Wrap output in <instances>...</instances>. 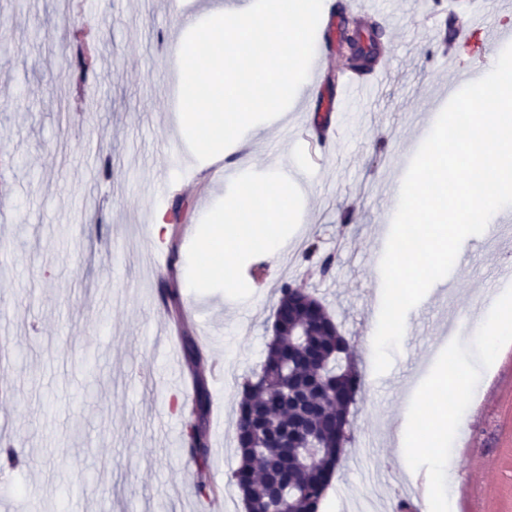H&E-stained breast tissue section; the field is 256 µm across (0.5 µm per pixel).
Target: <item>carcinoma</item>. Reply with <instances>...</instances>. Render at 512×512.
I'll return each instance as SVG.
<instances>
[{
    "label": "carcinoma",
    "instance_id": "obj_1",
    "mask_svg": "<svg viewBox=\"0 0 512 512\" xmlns=\"http://www.w3.org/2000/svg\"><path fill=\"white\" fill-rule=\"evenodd\" d=\"M77 41L78 65L86 74L93 70L94 49L85 36ZM303 297L321 311V317L300 326L292 321L284 323L278 335L267 344L260 372L243 382L236 421L240 462L233 478L251 512H272L278 507L267 479L253 476L255 469L272 467L281 459V449L271 442L275 435L302 425L321 448V467L315 472L303 463L299 451L304 438L296 439L292 457L296 490L282 496V501L292 512H318L319 503L344 452L338 432L334 430L344 410L324 400V391L339 392L347 387L354 393L359 378L353 364L345 368L334 364L339 352L352 359L350 344L311 293L298 292L284 284L280 288L278 304L286 308L288 302ZM315 346L321 347L323 357L331 358V362L323 365L310 358V350ZM210 407V394L200 383L188 408L189 438L193 444L203 442V447L193 449L191 456L198 469L196 492L207 499L217 491L206 478L209 444L197 421L209 414Z\"/></svg>",
    "mask_w": 512,
    "mask_h": 512
}]
</instances>
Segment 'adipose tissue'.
Masks as SVG:
<instances>
[{
  "label": "adipose tissue",
  "instance_id": "obj_1",
  "mask_svg": "<svg viewBox=\"0 0 512 512\" xmlns=\"http://www.w3.org/2000/svg\"><path fill=\"white\" fill-rule=\"evenodd\" d=\"M292 179L280 172L262 183L239 186L224 212L223 223L195 241L192 263L202 276L220 273L225 283L235 277V261L249 249L276 259L283 250L281 226L287 223L294 201L288 194Z\"/></svg>",
  "mask_w": 512,
  "mask_h": 512
}]
</instances>
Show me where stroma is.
<instances>
[{"instance_id":"stroma-1","label":"stroma","mask_w":512,"mask_h":512,"mask_svg":"<svg viewBox=\"0 0 512 512\" xmlns=\"http://www.w3.org/2000/svg\"><path fill=\"white\" fill-rule=\"evenodd\" d=\"M236 0H0V440L18 465L0 460V512H244L232 479L238 466L240 385L259 368L271 339L282 284L311 292L351 344L360 386L351 406L353 441L341 457L320 512H398L409 485L435 458L411 449L402 465L391 442L403 408L428 395L442 354L478 358L472 306L512 293V225L495 240L466 239L453 266L452 293L430 288L409 312V328L390 368L374 371L378 322L373 292L381 279L377 229L386 225L399 159L416 152L448 101L457 72L481 78L500 48L470 26L450 31L430 0H369L382 34L384 67L374 87L340 98L336 75L353 0H326L335 16L323 46L319 88L296 95L283 115L248 129L219 165L202 161L193 179L153 194L184 141L172 98L179 67L165 51L205 18ZM94 38L93 72L77 66L74 31ZM452 68H445V59ZM112 158V176L100 171ZM296 162L310 177L295 186L299 211L283 233L277 262L239 255L236 284L221 278L191 287V238L224 219L244 179ZM183 208L173 269L156 267L151 224L157 207ZM317 241L333 254L329 277H312L303 251ZM177 292L183 316L161 297ZM188 334L203 352L189 363ZM210 393L209 477L218 493L199 498L197 466L173 436L184 433L176 401L196 382ZM442 456L468 489L446 512H512V335L505 337L470 396L456 394Z\"/></svg>"}]
</instances>
